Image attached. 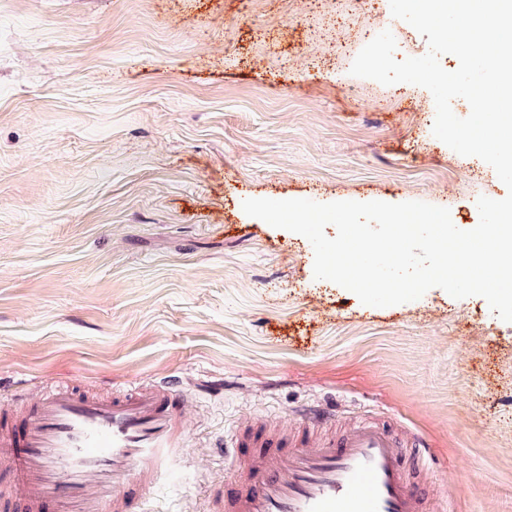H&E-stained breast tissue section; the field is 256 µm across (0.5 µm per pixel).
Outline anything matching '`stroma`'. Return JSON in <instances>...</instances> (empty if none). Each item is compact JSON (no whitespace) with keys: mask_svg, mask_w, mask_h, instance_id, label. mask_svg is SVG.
<instances>
[{"mask_svg":"<svg viewBox=\"0 0 512 512\" xmlns=\"http://www.w3.org/2000/svg\"><path fill=\"white\" fill-rule=\"evenodd\" d=\"M389 0H0V395L183 379L152 512H213L246 448L311 402L425 436L458 512H512V323L441 288L368 306L247 199L423 201L473 229L495 170L425 88L351 75Z\"/></svg>","mask_w":512,"mask_h":512,"instance_id":"obj_1","label":"stroma"}]
</instances>
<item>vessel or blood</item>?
I'll use <instances>...</instances> for the list:
<instances>
[{"instance_id":"1","label":"vessel or blood","mask_w":512,"mask_h":512,"mask_svg":"<svg viewBox=\"0 0 512 512\" xmlns=\"http://www.w3.org/2000/svg\"><path fill=\"white\" fill-rule=\"evenodd\" d=\"M177 381L87 394L64 381L31 399L20 428L0 427V512H148L157 479L186 442ZM291 439L255 429L236 437L251 452L224 485V512H430L412 468L435 470L422 436L360 418L315 440L335 409L293 412Z\"/></svg>"}]
</instances>
